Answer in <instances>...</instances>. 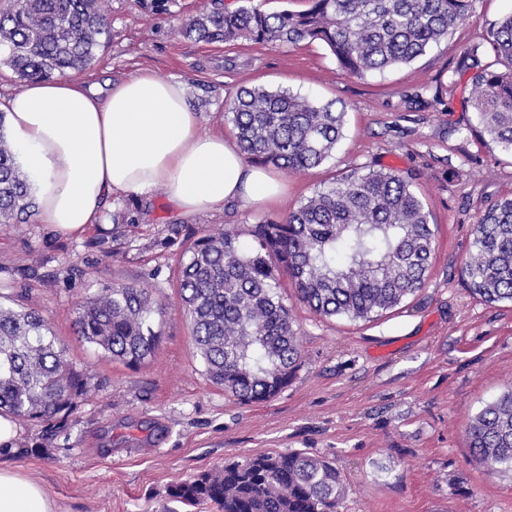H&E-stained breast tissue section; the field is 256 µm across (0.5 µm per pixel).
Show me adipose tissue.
I'll list each match as a JSON object with an SVG mask.
<instances>
[{
    "label": "adipose tissue",
    "instance_id": "obj_1",
    "mask_svg": "<svg viewBox=\"0 0 512 512\" xmlns=\"http://www.w3.org/2000/svg\"><path fill=\"white\" fill-rule=\"evenodd\" d=\"M12 141L39 184V223L70 236L97 223L112 194L163 187L187 214L249 206L280 182L238 146L202 133L184 81L141 70L102 88L71 75L34 81L7 101ZM0 512H54L45 489L0 469Z\"/></svg>",
    "mask_w": 512,
    "mask_h": 512
}]
</instances>
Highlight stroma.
<instances>
[{
    "mask_svg": "<svg viewBox=\"0 0 512 512\" xmlns=\"http://www.w3.org/2000/svg\"><path fill=\"white\" fill-rule=\"evenodd\" d=\"M110 32L84 70L121 81L150 70L188 84L201 129L235 138L224 103L240 89H287L347 112L325 164L284 170L272 201L184 215L162 188L113 195L78 237L36 221L0 230V298L36 308L81 370L88 391L68 422L20 421L0 469L36 481L55 512H182L172 484L258 454L297 450L328 459L345 481L338 512H512V474L479 463L466 442L472 418L512 385V304L474 298L461 276L481 214L512 196V153L476 131L463 56L484 45L512 0H473L469 18L410 64L362 76L322 43L195 42L172 29L199 0H107ZM411 173L438 226L428 279L369 321L323 319L283 288L300 336L292 382L244 405L205 375L175 270L200 229L245 230L294 210L352 169ZM138 204V227L112 236V216ZM118 283L150 286L162 303L161 343L131 369L75 335L78 303Z\"/></svg>",
    "mask_w": 512,
    "mask_h": 512,
    "instance_id": "stroma-1",
    "label": "stroma"
}]
</instances>
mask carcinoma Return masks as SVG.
<instances>
[{
	"mask_svg": "<svg viewBox=\"0 0 512 512\" xmlns=\"http://www.w3.org/2000/svg\"><path fill=\"white\" fill-rule=\"evenodd\" d=\"M106 0H13L0 12V50L24 82L87 68L109 34ZM303 11L267 12L259 4L234 11L203 6L176 33L205 43L239 40L297 45L321 42L353 75L407 65L448 38L472 0H308ZM492 63L471 60V102L482 132L512 152V13L492 32ZM247 162L304 173L331 157L346 112L286 89L244 88L224 102ZM0 111V224L35 215L29 175L5 131ZM437 225L400 170H354L314 191L279 219L242 234L204 231L179 261L177 285L204 372L242 404L281 393L301 349L278 292L280 278L322 318L370 320L422 288L435 251ZM470 293L512 303V197L481 215L463 261ZM153 289L115 284L76 308L74 326L87 343L128 367L150 358L161 341L162 315ZM86 393L84 375L40 312L0 302V411L52 426L65 424ZM474 457L512 471V386L471 421ZM186 506L210 501L220 512H337L344 481L323 457L301 451L258 454L172 485Z\"/></svg>",
	"mask_w": 512,
	"mask_h": 512,
	"instance_id": "cac0c4a2",
	"label": "carcinoma"
}]
</instances>
